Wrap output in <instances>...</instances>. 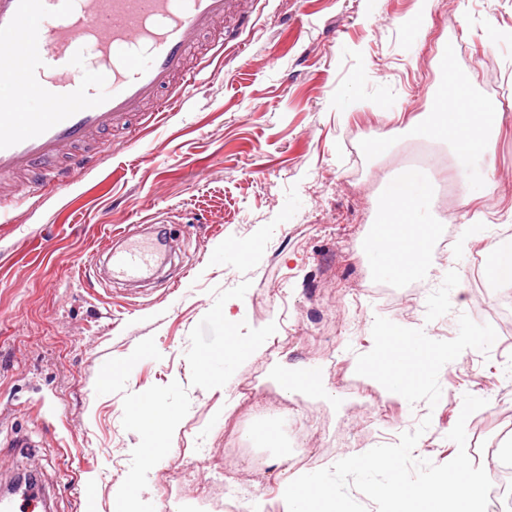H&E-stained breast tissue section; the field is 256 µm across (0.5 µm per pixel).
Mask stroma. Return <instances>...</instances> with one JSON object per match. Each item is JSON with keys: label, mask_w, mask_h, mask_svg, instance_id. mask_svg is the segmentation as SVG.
Instances as JSON below:
<instances>
[{"label": "stroma", "mask_w": 512, "mask_h": 512, "mask_svg": "<svg viewBox=\"0 0 512 512\" xmlns=\"http://www.w3.org/2000/svg\"><path fill=\"white\" fill-rule=\"evenodd\" d=\"M246 10L232 35L244 54L214 55L174 111L107 134L61 188L0 219V480L36 471L50 512H213L226 487L247 482L263 512H284L293 438L251 437L249 414L244 453L224 452V408L244 382L268 416L318 428L319 469L397 443L426 417L413 455L447 463L468 393L487 401L467 420L473 464L493 473L512 437V331L440 373L433 407H404L349 369L373 347L375 316L413 328L426 315L450 340L460 314L497 311L470 289V261L512 213V0H435L421 34L407 25L415 0H249ZM450 70L502 126L468 168L440 145L447 164L425 174L439 191L487 190L439 209L436 241L453 228L463 247L433 283L398 287L388 302L360 291L378 282L362 242ZM471 224L481 238L467 240ZM148 226L172 239L159 259L180 262L179 275L144 290L104 274V242L149 244ZM258 335L273 348L244 351L233 379L206 376L230 337ZM153 397L169 425L136 419ZM367 399L389 423L368 421ZM146 448L161 451L148 467Z\"/></svg>", "instance_id": "1"}]
</instances>
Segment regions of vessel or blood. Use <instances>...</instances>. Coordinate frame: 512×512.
Wrapping results in <instances>:
<instances>
[{
  "label": "vessel or blood",
  "instance_id": "1",
  "mask_svg": "<svg viewBox=\"0 0 512 512\" xmlns=\"http://www.w3.org/2000/svg\"><path fill=\"white\" fill-rule=\"evenodd\" d=\"M238 0H0V186H48L58 166L147 111L177 106L192 59L217 24L240 26ZM112 274L139 280L152 255L113 252Z\"/></svg>",
  "mask_w": 512,
  "mask_h": 512
}]
</instances>
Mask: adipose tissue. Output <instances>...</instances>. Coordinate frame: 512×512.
Returning <instances> with one entry per match:
<instances>
[{
	"label": "adipose tissue",
	"instance_id": "1",
	"mask_svg": "<svg viewBox=\"0 0 512 512\" xmlns=\"http://www.w3.org/2000/svg\"><path fill=\"white\" fill-rule=\"evenodd\" d=\"M499 113L489 111L467 79L452 82L423 126L422 138L447 143L459 167L488 153L500 130ZM439 218L427 181L408 174L389 189L381 218L366 249L378 278L406 283L429 275V254Z\"/></svg>",
	"mask_w": 512,
	"mask_h": 512
}]
</instances>
